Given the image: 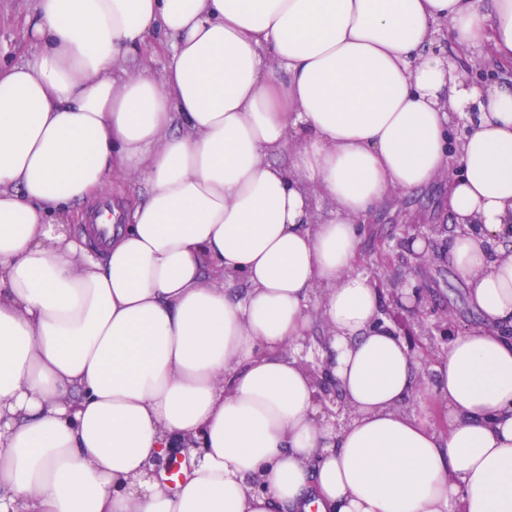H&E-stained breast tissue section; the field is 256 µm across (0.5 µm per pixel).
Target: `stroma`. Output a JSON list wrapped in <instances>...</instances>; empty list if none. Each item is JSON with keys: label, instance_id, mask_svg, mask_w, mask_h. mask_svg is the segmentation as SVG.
<instances>
[{"label": "stroma", "instance_id": "1", "mask_svg": "<svg viewBox=\"0 0 512 512\" xmlns=\"http://www.w3.org/2000/svg\"><path fill=\"white\" fill-rule=\"evenodd\" d=\"M34 0H0V67L9 68L26 62L37 51L25 28V20L31 13ZM447 184L438 181L429 187L398 193L385 203L375 216L363 226L362 259L378 260L380 253H388L387 276L406 288L424 290L436 310L448 314L459 328H474L480 323L479 316L469 307L467 284L448 260L435 259L417 270H410L407 263V245L400 239V229L405 224L434 226L435 248L445 251L456 232L450 224L445 208ZM416 375L423 380L425 399L404 403L406 412L424 419L438 433L448 428V416L441 404L432 397L436 382L433 367L417 369Z\"/></svg>", "mask_w": 512, "mask_h": 512}]
</instances>
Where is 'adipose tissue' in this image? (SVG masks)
<instances>
[{
	"label": "adipose tissue",
	"mask_w": 512,
	"mask_h": 512,
	"mask_svg": "<svg viewBox=\"0 0 512 512\" xmlns=\"http://www.w3.org/2000/svg\"><path fill=\"white\" fill-rule=\"evenodd\" d=\"M26 26L0 70V512H512V0H36ZM443 26L505 78L466 84ZM158 37L163 78L124 75ZM452 165L482 324L434 366L441 434L402 412L417 363L356 265L359 220ZM128 173L144 199L72 238ZM317 325L338 426L297 356Z\"/></svg>",
	"instance_id": "adipose-tissue-1"
}]
</instances>
